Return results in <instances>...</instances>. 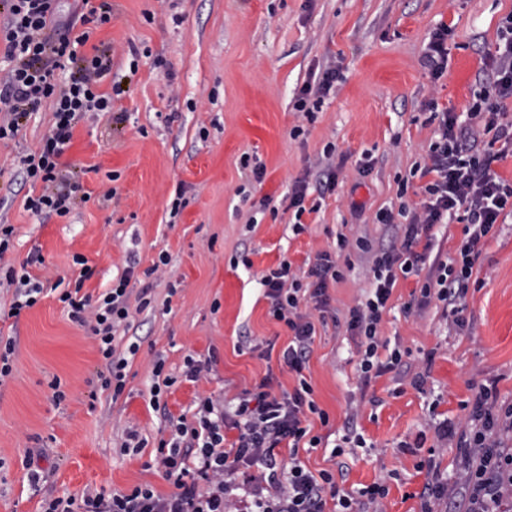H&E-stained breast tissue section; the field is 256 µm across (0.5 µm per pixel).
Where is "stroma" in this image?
Returning a JSON list of instances; mask_svg holds the SVG:
<instances>
[{"label": "stroma", "mask_w": 512, "mask_h": 512, "mask_svg": "<svg viewBox=\"0 0 512 512\" xmlns=\"http://www.w3.org/2000/svg\"><path fill=\"white\" fill-rule=\"evenodd\" d=\"M110 24L94 35L112 50V76L126 95L111 113L87 115L64 154L88 199L70 214L33 215L18 166L37 151L53 124L43 103L17 137L0 141V224L15 227L9 259L32 274L62 275L74 256L93 276L85 294L98 296L127 267L131 288H149L150 306L135 314L139 350L120 396L102 389L100 356L88 328L73 322L57 298L41 299L17 321H0L16 336L12 375L0 383V512H39L43 499L84 491L126 490L148 483L171 491L153 467L155 446L168 436L167 416L191 415L196 398L243 390L270 378L274 392L293 391L299 376L283 364L292 339L269 313L259 279L281 259L307 267L316 253L336 256L341 278L330 282V306L316 321L303 377L329 415L313 434L332 435L345 453L304 448L312 472L336 474L339 488L378 483L387 493L380 512H448L446 501L420 494L435 464L457 480L459 450L438 438L444 419L464 427L481 385L495 384L499 403H512V216H500L475 261L457 328L437 299H422L416 278L398 279L379 327L382 340L406 350L422 387L388 372L362 383L360 339L349 312L370 288L376 250L400 242L421 179L412 171L437 122L433 107L466 111L488 81L497 29L512 0H112ZM448 24V69L432 77L419 58L439 24ZM330 67L335 92L314 121L294 109L300 88ZM304 135L292 137L295 126ZM332 155H325V148ZM263 165V181L243 157ZM370 161L369 175L359 168ZM117 181H108V174ZM334 178L336 187L321 193ZM306 180L308 203L296 215L286 196ZM116 188L114 200L101 196ZM180 208H173V201ZM393 223H379L382 210ZM302 223V232L293 224ZM363 239L368 250L337 251L338 236ZM170 263L162 277L147 270L159 252ZM176 295H169L170 285ZM214 357L216 374L183 381L186 356ZM176 384L162 396L166 413L149 405L153 363ZM65 393L54 402L51 383ZM147 445L122 454L127 429ZM363 436L364 447L354 446ZM31 468H23L25 455ZM41 476L28 481L29 470Z\"/></svg>", "instance_id": "1"}]
</instances>
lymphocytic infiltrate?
Segmentation results:
<instances>
[{
  "label": "lymphocytic infiltrate",
  "mask_w": 512,
  "mask_h": 512,
  "mask_svg": "<svg viewBox=\"0 0 512 512\" xmlns=\"http://www.w3.org/2000/svg\"><path fill=\"white\" fill-rule=\"evenodd\" d=\"M111 21L112 0H75L65 18L58 0H0V63L8 66L0 77V140L15 138L23 119L44 101H51L53 107L54 122L39 152L20 159L24 180L40 188L25 200L33 214H69L82 185L62 157L86 114L111 112L114 97L123 92L117 82L102 91L112 59L89 43L94 29ZM493 61V79L477 93L466 115L448 109L438 112L434 137L414 170L423 180L421 211L406 225L400 246L376 256L370 293L350 312L349 328L360 336L363 347L359 362L363 380L402 363L400 348H393L384 360L378 355L379 326L398 278L425 276L423 298L433 297L447 306L457 303L467 293L482 241L502 214L512 213V181L493 168L494 162L512 153V122L501 119L505 101L512 100V14L498 28ZM482 132L500 142L498 151L475 152ZM453 218L464 225L455 256L447 261L430 259L435 226ZM132 276V270H125L112 288L95 299L69 289L59 294L71 319L90 328L102 360L98 379L116 397L125 389L129 358L139 350L134 341L120 347L117 338L129 332L133 309L151 303L148 289L132 295ZM338 277L336 262L327 252L317 254L304 275L293 273L291 262L284 259L261 276L271 316L293 333L283 352L284 363L300 376L315 325L301 310L299 294L308 291L315 310L326 311L328 283ZM5 280L14 289L7 312L11 318L36 305L44 292L43 283L24 268L6 266ZM310 413L328 424L311 384L302 377L298 388L279 395L272 392L269 381H261L244 390L232 410L226 408L223 396L201 397L192 417L170 419V434L156 447L155 462L171 492L159 493L149 484L109 493L87 491L79 497L43 500L41 512H240L247 494L253 498L254 512H325L331 501L340 512H357L361 500L373 503L384 498L386 490L380 484L353 495L338 487L331 472L312 473L299 459L301 445L316 448L323 442L306 423ZM470 418V431L461 433L448 424L440 429L442 437L456 439L460 450L464 492L455 500L454 512H501L505 497L512 494V447L504 441L512 433V404L498 403L495 388L485 385L473 399ZM229 422L238 431L231 442L224 434ZM283 446L290 455L285 464L278 453ZM254 465L267 470L266 486L241 479V471Z\"/></svg>",
  "instance_id": "f902f5d3"
}]
</instances>
